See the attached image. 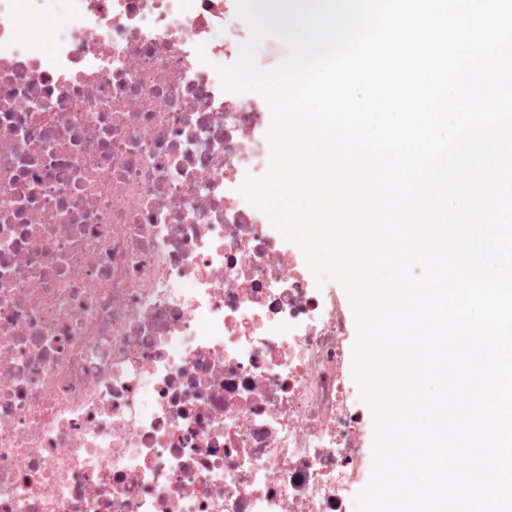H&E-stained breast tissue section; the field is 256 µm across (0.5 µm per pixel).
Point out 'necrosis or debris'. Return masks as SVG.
<instances>
[{
  "label": "necrosis or debris",
  "mask_w": 512,
  "mask_h": 512,
  "mask_svg": "<svg viewBox=\"0 0 512 512\" xmlns=\"http://www.w3.org/2000/svg\"><path fill=\"white\" fill-rule=\"evenodd\" d=\"M42 2L0 0V512H352L350 316L238 191L235 0ZM42 17V24L38 26V33L48 38L58 23H61L65 16V2L63 0H46Z\"/></svg>",
  "instance_id": "1"
}]
</instances>
